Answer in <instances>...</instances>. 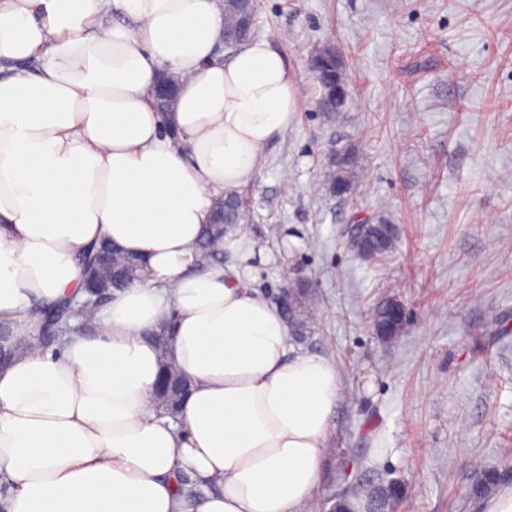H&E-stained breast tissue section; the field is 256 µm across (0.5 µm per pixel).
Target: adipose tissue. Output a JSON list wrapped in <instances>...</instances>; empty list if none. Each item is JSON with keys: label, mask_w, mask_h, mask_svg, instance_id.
Segmentation results:
<instances>
[{"label": "adipose tissue", "mask_w": 512, "mask_h": 512, "mask_svg": "<svg viewBox=\"0 0 512 512\" xmlns=\"http://www.w3.org/2000/svg\"><path fill=\"white\" fill-rule=\"evenodd\" d=\"M222 0H0V512H303L341 381L289 348L280 307L241 278L255 240L198 244L261 170L297 83L264 39L226 62ZM40 67L27 72L25 63ZM180 82L171 111L154 88ZM104 240L148 277L97 328L28 345ZM164 331L166 350L152 335ZM192 381L179 420L163 363Z\"/></svg>", "instance_id": "1"}]
</instances>
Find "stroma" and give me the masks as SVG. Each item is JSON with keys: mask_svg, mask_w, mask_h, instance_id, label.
Listing matches in <instances>:
<instances>
[{"mask_svg": "<svg viewBox=\"0 0 512 512\" xmlns=\"http://www.w3.org/2000/svg\"><path fill=\"white\" fill-rule=\"evenodd\" d=\"M253 36L287 60L295 118L243 185L242 232L264 294L298 280L317 300L293 350L329 360L341 393L312 500L400 481L399 512H478L474 487L512 483V0H257ZM331 45L350 83L341 117L318 108L310 55ZM355 152V199L322 173ZM393 224L383 262L348 243ZM395 297L404 332L381 342L370 310Z\"/></svg>", "mask_w": 512, "mask_h": 512, "instance_id": "obj_1", "label": "stroma"}]
</instances>
